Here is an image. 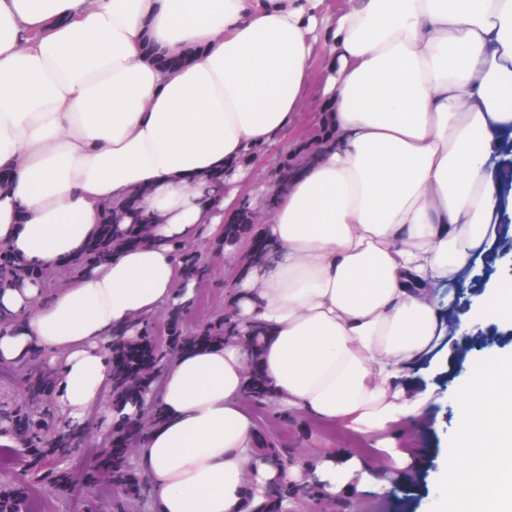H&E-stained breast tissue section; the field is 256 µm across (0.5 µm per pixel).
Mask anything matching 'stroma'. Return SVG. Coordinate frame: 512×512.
<instances>
[{"label":"stroma","mask_w":512,"mask_h":512,"mask_svg":"<svg viewBox=\"0 0 512 512\" xmlns=\"http://www.w3.org/2000/svg\"><path fill=\"white\" fill-rule=\"evenodd\" d=\"M328 58L317 54L310 61L312 87L302 101L297 121L287 136L297 139L308 130L322 127L325 114L321 110L318 89L323 81ZM197 256L196 303L182 311L179 320L169 314L155 317L151 329L157 342L168 343L172 335L184 338L203 335L208 324L223 317L231 305L237 288L238 267L245 253L267 252L268 247L257 224L246 225L235 245H222L220 238L201 229ZM512 280V244H497L487 260H476L464 268L455 283L435 289L440 301L449 302L448 321L469 329L462 336L449 331L446 354L433 363H425L413 371L420 386L433 392L432 424L418 439L419 454L415 463L403 466L389 463L385 477L389 486L385 493L364 488L350 496V512H440L443 495L442 475L454 460V435L465 408L463 397L480 382L488 366L501 357L512 355V307L493 322L477 320L476 314L485 297L493 289ZM47 358L29 360L19 370L0 369V407L16 401L23 389L38 376L52 371ZM112 393L104 391L99 408L91 410L86 426L93 437L87 446L65 461L64 466L78 477L67 493H59L49 475L55 462L40 475L25 472L21 460H14L7 471L0 472V483L19 487L28 496L37 498L43 512H142L143 502L126 499L111 481L97 479L84 482L85 474L100 470L107 463L106 450L112 447ZM261 438L274 442L291 457H314L326 448L351 453L369 452L370 446L353 434L318 423L306 416L288 412L271 398L248 400Z\"/></svg>","instance_id":"obj_1"}]
</instances>
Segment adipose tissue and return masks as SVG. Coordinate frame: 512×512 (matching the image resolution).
<instances>
[{"label": "adipose tissue", "instance_id": "ef3b65f1", "mask_svg": "<svg viewBox=\"0 0 512 512\" xmlns=\"http://www.w3.org/2000/svg\"><path fill=\"white\" fill-rule=\"evenodd\" d=\"M333 27L322 102L329 145L289 183L233 306L259 347L224 338L161 370L160 424L138 465L151 512H258L273 483L325 501L375 483L377 462L333 450L281 466L260 452L246 393L373 440L424 427L431 395L409 379L447 331L433 290L498 222L512 170V0H0V247L27 275L0 288V366H58L60 413L81 424L112 379L104 342L196 299L173 244L218 224L226 176L292 122L318 22ZM142 192L150 239L44 295L88 253L103 205ZM444 497L512 512V360L464 399Z\"/></svg>", "mask_w": 512, "mask_h": 512}]
</instances>
